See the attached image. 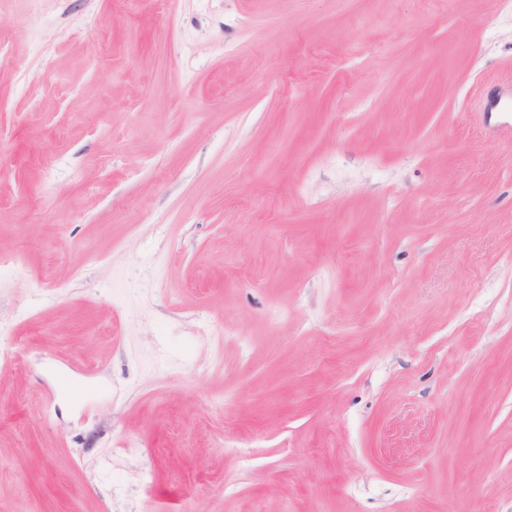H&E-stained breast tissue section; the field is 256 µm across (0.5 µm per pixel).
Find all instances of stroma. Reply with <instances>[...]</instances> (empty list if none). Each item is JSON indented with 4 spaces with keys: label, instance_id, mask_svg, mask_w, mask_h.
Instances as JSON below:
<instances>
[{
    "label": "stroma",
    "instance_id": "35a3bbf8",
    "mask_svg": "<svg viewBox=\"0 0 512 512\" xmlns=\"http://www.w3.org/2000/svg\"><path fill=\"white\" fill-rule=\"evenodd\" d=\"M498 93L512 0H0V512H512Z\"/></svg>",
    "mask_w": 512,
    "mask_h": 512
}]
</instances>
